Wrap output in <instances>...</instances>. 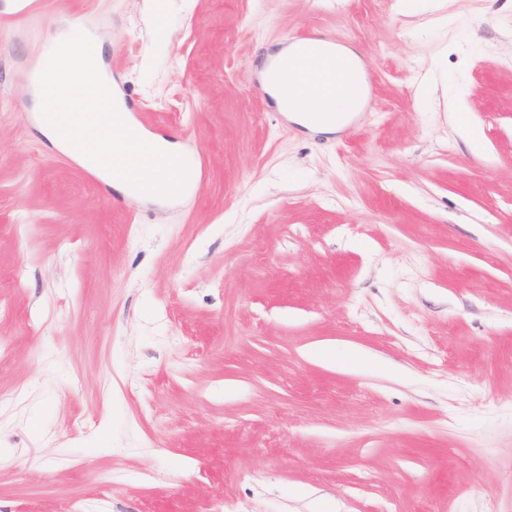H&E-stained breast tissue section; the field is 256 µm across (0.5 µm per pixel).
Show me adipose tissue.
Here are the masks:
<instances>
[{
  "mask_svg": "<svg viewBox=\"0 0 512 512\" xmlns=\"http://www.w3.org/2000/svg\"><path fill=\"white\" fill-rule=\"evenodd\" d=\"M266 90L278 111L288 113L295 122L317 133H334L342 129L354 107L344 97L326 95L319 90H299L287 79L274 75L270 69L261 72ZM335 113L332 122L318 121V113Z\"/></svg>",
  "mask_w": 512,
  "mask_h": 512,
  "instance_id": "ef3b65f1",
  "label": "adipose tissue"
}]
</instances>
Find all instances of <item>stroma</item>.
<instances>
[{"instance_id": "stroma-1", "label": "stroma", "mask_w": 512, "mask_h": 512, "mask_svg": "<svg viewBox=\"0 0 512 512\" xmlns=\"http://www.w3.org/2000/svg\"><path fill=\"white\" fill-rule=\"evenodd\" d=\"M15 3L0 512H512V0ZM74 23L133 125L203 150L186 198H125L41 132L29 75ZM305 35L363 66L335 135L260 87Z\"/></svg>"}]
</instances>
